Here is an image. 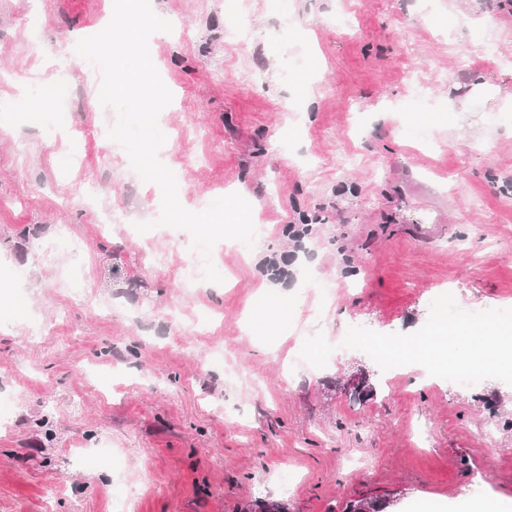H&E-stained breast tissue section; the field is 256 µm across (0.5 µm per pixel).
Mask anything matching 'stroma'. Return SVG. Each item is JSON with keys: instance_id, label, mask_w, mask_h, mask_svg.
I'll return each mask as SVG.
<instances>
[{"instance_id": "obj_1", "label": "stroma", "mask_w": 512, "mask_h": 512, "mask_svg": "<svg viewBox=\"0 0 512 512\" xmlns=\"http://www.w3.org/2000/svg\"><path fill=\"white\" fill-rule=\"evenodd\" d=\"M152 8L172 25L149 51L172 94L158 125L181 205L237 193L265 232L245 253L216 243L222 283H183L190 233L156 225L160 187L97 140L112 111L72 65L113 0H0V393L15 398L0 423V512H112V469L94 457L105 443L145 487L133 512H239L257 498L344 512L392 494L394 512L512 505V357L476 386H449L435 327L444 310L512 309V80L496 99L467 97L477 74L512 67V4ZM232 22L246 39L228 40ZM61 84L50 136L29 102ZM418 122L427 144L404 134ZM109 210L124 223H101ZM303 214L325 221L276 279L262 260L293 250L282 230ZM62 228L81 257L59 248ZM82 269L78 302L69 281ZM272 299L279 321L250 326ZM373 337L416 340L413 367L384 362ZM358 376L372 388L360 401L343 389Z\"/></svg>"}]
</instances>
